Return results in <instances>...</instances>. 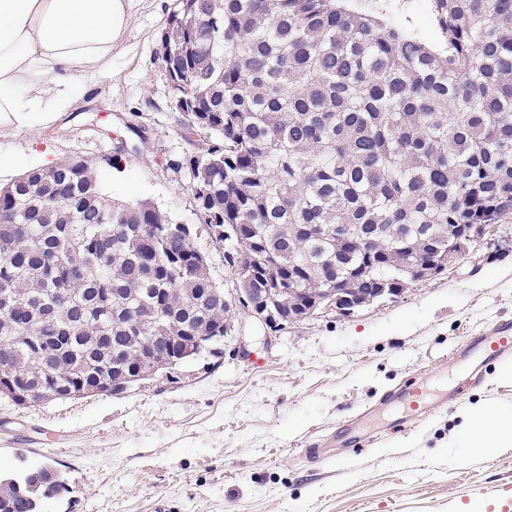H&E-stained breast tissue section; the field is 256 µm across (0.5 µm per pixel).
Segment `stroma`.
<instances>
[{"label": "stroma", "instance_id": "stroma-1", "mask_svg": "<svg viewBox=\"0 0 512 512\" xmlns=\"http://www.w3.org/2000/svg\"><path fill=\"white\" fill-rule=\"evenodd\" d=\"M175 4L136 0L110 71L77 104L0 133V186L66 157L95 160L112 200L146 201L194 226L213 281L229 289L236 282L198 223L189 176L169 166L192 149L157 57ZM347 5L441 39L431 0ZM499 316L512 317V215L456 268L353 315L329 310L272 333L236 310L254 339L250 355L227 339L122 394L25 406L0 397V474L57 471L65 489L44 512H464L512 487V446L448 445L468 407L512 413L501 364L358 462L324 442L351 419L393 423L387 397L413 378L442 390L470 374L453 354Z\"/></svg>", "mask_w": 512, "mask_h": 512}]
</instances>
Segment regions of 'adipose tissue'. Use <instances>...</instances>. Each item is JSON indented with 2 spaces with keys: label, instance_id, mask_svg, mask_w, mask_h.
Wrapping results in <instances>:
<instances>
[{
  "label": "adipose tissue",
  "instance_id": "1",
  "mask_svg": "<svg viewBox=\"0 0 512 512\" xmlns=\"http://www.w3.org/2000/svg\"><path fill=\"white\" fill-rule=\"evenodd\" d=\"M134 7L135 0H0V130L66 111L84 79L111 67ZM488 436L512 445V416L477 405L454 442L480 447Z\"/></svg>",
  "mask_w": 512,
  "mask_h": 512
}]
</instances>
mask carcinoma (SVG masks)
<instances>
[{
  "instance_id": "carcinoma-1",
  "label": "carcinoma",
  "mask_w": 512,
  "mask_h": 512,
  "mask_svg": "<svg viewBox=\"0 0 512 512\" xmlns=\"http://www.w3.org/2000/svg\"><path fill=\"white\" fill-rule=\"evenodd\" d=\"M446 48L342 0H179L162 35L204 134L186 171L202 225L270 328L342 281L393 288L430 230L512 214V0H432ZM342 231L326 232V225ZM298 292L290 294L286 288ZM193 232L116 202L69 157L0 188V373L35 394L132 369V337L202 349L231 330ZM63 489L40 467L0 479V512Z\"/></svg>"
}]
</instances>
